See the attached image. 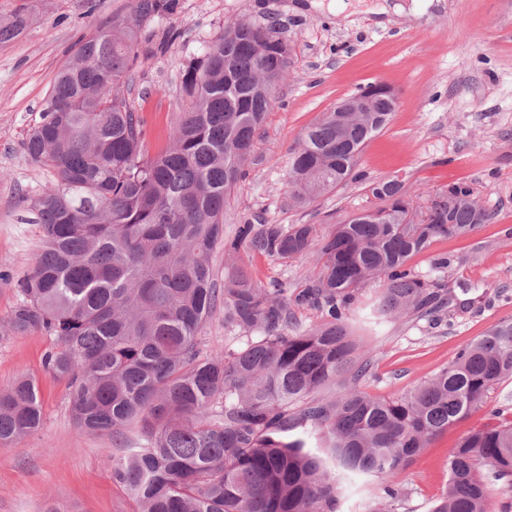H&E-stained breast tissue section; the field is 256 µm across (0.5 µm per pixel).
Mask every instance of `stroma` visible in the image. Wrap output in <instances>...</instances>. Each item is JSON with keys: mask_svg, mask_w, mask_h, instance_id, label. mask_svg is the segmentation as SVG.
<instances>
[{"mask_svg": "<svg viewBox=\"0 0 512 512\" xmlns=\"http://www.w3.org/2000/svg\"><path fill=\"white\" fill-rule=\"evenodd\" d=\"M387 14H376L378 4ZM135 0H0V19L25 8L29 24L0 43V325L18 297L14 280L33 267L40 230L17 205L56 181L23 149L40 120L54 79L80 40L131 20ZM274 28L291 47L292 66L277 89L278 106L257 130L244 176L224 202V233L261 216L272 224L320 230L374 205L352 184L293 206L286 185L291 153L306 127L336 102L369 84L394 88L398 107L362 150L358 168L374 181H404L416 207L449 184H470L494 215L465 238L436 240L414 256L413 271L448 279V316L441 323L405 317L381 324L359 343L371 361L361 386L388 396L411 390L454 359L459 348L499 321L512 319V0H176L172 12L144 24L140 64L120 93L146 120V148H164L189 99L187 62L236 21ZM179 38L161 44L163 28ZM447 258L440 271L435 262ZM253 279L299 289L312 258L272 261L242 255ZM52 338L0 335V389L23 373L41 387L42 427L0 447V512H134L112 481L118 449L111 434L74 424L68 387L44 366ZM512 405V379L483 406L433 439L403 470L405 497L393 512H429L448 484V455L469 431Z\"/></svg>", "mask_w": 512, "mask_h": 512, "instance_id": "35a3bbf8", "label": "stroma"}]
</instances>
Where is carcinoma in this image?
<instances>
[{
	"mask_svg": "<svg viewBox=\"0 0 512 512\" xmlns=\"http://www.w3.org/2000/svg\"><path fill=\"white\" fill-rule=\"evenodd\" d=\"M172 0H136L131 22L84 40L58 72L26 153L58 182L30 198L41 251L18 283L3 336L39 332L56 346L45 368L66 381L75 425L119 437L112 481L136 512H339L340 486L373 478L368 512H391L404 496L401 471L429 442L512 378V320L463 345L448 367L412 391L378 397L361 389L368 361L351 324L355 294L382 282L371 320L431 316L448 306L443 283L414 274L409 260L440 238L490 224L471 187L454 183L413 211L404 182L366 181L365 144L397 109L394 89L352 95L367 111L325 112L303 133L288 170L298 207L359 183L372 212L320 232L315 224L246 219L224 238V199L242 176L254 136L278 104L269 82L291 67L271 28L241 21L183 85L191 106L166 149H145V121L119 93L137 60L140 26ZM29 22L0 21V42ZM271 260L316 252L299 291L261 286L243 267L217 287L216 246ZM321 323L288 333L295 309ZM240 332L222 353L201 333L218 309ZM338 391L325 395L327 388ZM470 431L448 457V484L430 512H512V418ZM43 422L35 380L0 390V446Z\"/></svg>",
	"mask_w": 512,
	"mask_h": 512,
	"instance_id": "1",
	"label": "carcinoma"
}]
</instances>
